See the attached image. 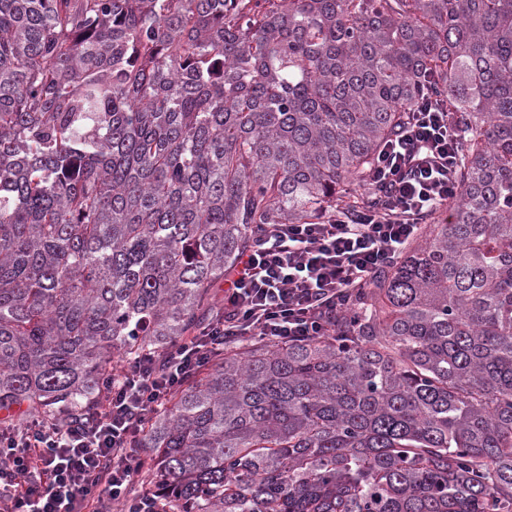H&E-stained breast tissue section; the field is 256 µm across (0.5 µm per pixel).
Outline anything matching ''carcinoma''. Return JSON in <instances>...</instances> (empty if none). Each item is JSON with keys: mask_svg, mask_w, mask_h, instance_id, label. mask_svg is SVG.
<instances>
[{"mask_svg": "<svg viewBox=\"0 0 512 512\" xmlns=\"http://www.w3.org/2000/svg\"><path fill=\"white\" fill-rule=\"evenodd\" d=\"M426 95L448 218L329 332L152 416L159 512H512V0H0V412L63 422L217 311L265 224L372 194Z\"/></svg>", "mask_w": 512, "mask_h": 512, "instance_id": "obj_1", "label": "carcinoma"}]
</instances>
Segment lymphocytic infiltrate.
Wrapping results in <instances>:
<instances>
[{
    "instance_id": "obj_1",
    "label": "lymphocytic infiltrate",
    "mask_w": 512,
    "mask_h": 512,
    "mask_svg": "<svg viewBox=\"0 0 512 512\" xmlns=\"http://www.w3.org/2000/svg\"><path fill=\"white\" fill-rule=\"evenodd\" d=\"M459 151L448 113L424 97L379 152L373 183L381 205L337 209L313 224H273L224 272L218 314L164 359L125 363L103 406L60 424H0V512H154L130 498L145 457L132 443L146 419L231 336L304 342L324 335L346 295L370 283L415 237L423 219L457 195Z\"/></svg>"
}]
</instances>
